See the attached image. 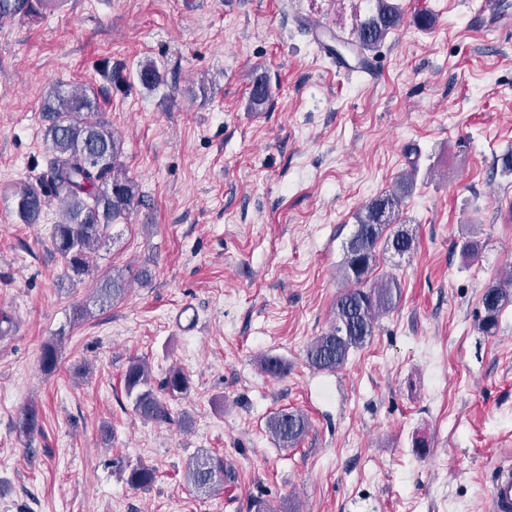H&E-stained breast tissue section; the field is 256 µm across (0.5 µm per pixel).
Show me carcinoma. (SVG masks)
I'll return each instance as SVG.
<instances>
[{
    "label": "carcinoma",
    "mask_w": 512,
    "mask_h": 512,
    "mask_svg": "<svg viewBox=\"0 0 512 512\" xmlns=\"http://www.w3.org/2000/svg\"><path fill=\"white\" fill-rule=\"evenodd\" d=\"M402 22V11L393 0H375L373 13L356 25L350 39H342L340 43L343 46L351 43L370 52L399 29ZM136 80L142 87L151 89L163 82V73L158 64L144 62L136 70ZM269 97L268 77L260 73L252 82L251 107L262 109ZM45 111L52 115L46 133L47 174L40 187L25 185L15 191L16 215L24 224H38L44 208L57 203L52 246L67 271L79 278L92 273L96 249L111 225L127 219L136 201V185L121 162V139L102 116V106L93 90L82 85L55 90L45 99ZM94 154L105 157L107 163L96 165L92 161ZM412 186L413 178L406 176L359 211L356 230L340 267L348 288L336 298L327 331L307 347L306 358L312 368L325 372L341 368L350 350L367 342L376 321L393 309L400 298L395 278L374 280L372 273L380 239H385L386 246L399 255L412 249L411 235L394 229V225L402 223L403 202ZM125 291L126 279L120 272L99 279L97 293L103 300L119 299ZM511 303L512 269L483 292L480 322L485 334L495 332L500 312ZM57 363L56 346L45 345L41 356L43 371H55ZM189 384L190 379L183 371L173 369L161 389L171 395L183 394ZM124 387L133 398L139 417L146 421L170 419L168 409L151 386V373L145 361L130 362L124 373ZM308 427V418L300 411H279L267 421L268 432L284 448L295 446ZM184 476L194 489L207 493H215L224 488V482L234 480V473L224 458L207 451L188 459ZM155 479L154 469L143 464L132 468L128 475L129 484L138 489L150 487Z\"/></svg>",
    "instance_id": "cac0c4a2"
}]
</instances>
